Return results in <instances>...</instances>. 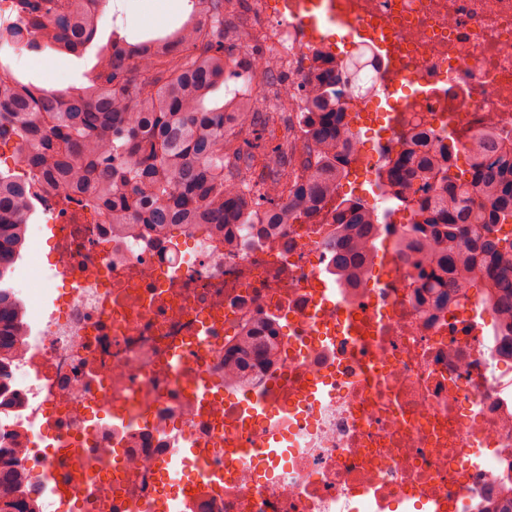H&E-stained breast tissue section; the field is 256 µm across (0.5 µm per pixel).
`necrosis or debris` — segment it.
Returning a JSON list of instances; mask_svg holds the SVG:
<instances>
[{
	"label": "necrosis or debris",
	"instance_id": "obj_1",
	"mask_svg": "<svg viewBox=\"0 0 512 512\" xmlns=\"http://www.w3.org/2000/svg\"><path fill=\"white\" fill-rule=\"evenodd\" d=\"M259 67L306 72L304 43L370 49V92L346 112L372 129V174L416 121L466 145L493 123L512 140V0H248ZM54 221L51 311L19 337L0 412L16 497L35 512H499L512 494V332L474 289L436 306L396 241L409 209L384 200L377 272L339 287L330 215L255 237L194 224L120 232L101 214L39 197ZM275 326L272 359L231 374L247 322ZM209 449L180 480L159 464ZM85 449L81 465L75 449ZM224 487L201 486L198 468ZM77 486L50 497L45 472Z\"/></svg>",
	"mask_w": 512,
	"mask_h": 512
}]
</instances>
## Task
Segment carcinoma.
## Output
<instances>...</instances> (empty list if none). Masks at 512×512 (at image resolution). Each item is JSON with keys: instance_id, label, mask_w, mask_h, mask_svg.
Masks as SVG:
<instances>
[{"instance_id": "cac0c4a2", "label": "carcinoma", "mask_w": 512, "mask_h": 512, "mask_svg": "<svg viewBox=\"0 0 512 512\" xmlns=\"http://www.w3.org/2000/svg\"><path fill=\"white\" fill-rule=\"evenodd\" d=\"M102 0H11L0 12V137L15 143L24 178L0 170V282L25 244L35 185L53 182L111 224H249L313 221L330 205L336 237L333 274L348 283L372 263L385 217L362 199L335 201L356 140L342 108L344 92L362 89L366 65L310 52L308 79L284 92L273 72L239 65L226 44L244 36L240 0H189L192 11L171 34L136 43L112 35L90 85L46 91L21 81L7 50L50 46L81 56L93 43ZM243 87L228 80L235 68ZM224 89L221 102L213 94ZM458 146L434 143L419 124L376 174L375 186L405 201L416 220L401 247L415 258L421 287L437 302L480 288L512 321V144L492 126ZM71 197V198H73ZM71 198L62 196V203ZM25 310L0 287V363L25 331ZM270 324L245 329L227 358L239 366L269 358ZM16 470L0 464V512L27 505L14 496Z\"/></svg>"}]
</instances>
